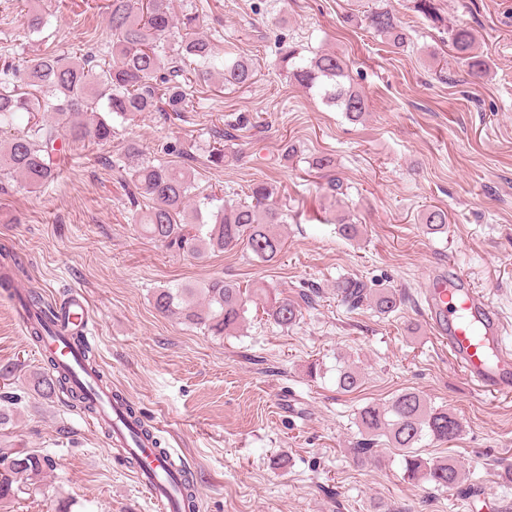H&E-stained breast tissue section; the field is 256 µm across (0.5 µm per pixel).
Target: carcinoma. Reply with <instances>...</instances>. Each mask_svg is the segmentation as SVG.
<instances>
[{"instance_id": "1", "label": "carcinoma", "mask_w": 512, "mask_h": 512, "mask_svg": "<svg viewBox=\"0 0 512 512\" xmlns=\"http://www.w3.org/2000/svg\"><path fill=\"white\" fill-rule=\"evenodd\" d=\"M105 9L112 31V60L92 53L79 57L35 54L9 60L0 70V124L27 114L24 130L0 140V183L19 178L34 191L42 189L61 174L71 144L112 141L115 120L125 122L144 112H186L192 84L215 74L236 86L253 79L250 59L219 60L212 40L197 32V15L185 12L174 17L170 0H107ZM25 19L29 31L37 34L48 24L38 9H28ZM366 19L368 27L388 39L390 46L401 48L407 43L406 30L383 0ZM448 45L453 58L468 67L470 76L486 74L489 64L478 52L472 28L456 25L448 29ZM282 62L298 84L319 89L323 100L344 112L349 121L364 119L366 96L345 83L347 64L341 57L320 52L304 61L295 50L286 49ZM41 112H51L53 118L41 120ZM167 151L183 158L182 163L145 159L135 142L127 144L120 159L129 171L136 198L143 202L138 215L141 234L170 251L198 257L242 244L257 260L276 261L284 249L277 226L288 223V213L269 204L274 194L272 185L264 180L253 182L243 202L197 193L188 151L175 145L168 146ZM424 224L431 233L441 232L447 227L448 212L430 209ZM0 269L5 278L15 280L18 263L11 252L0 251ZM336 295L350 308L365 304L382 316L397 311L402 304L395 290H373L355 278L337 282ZM303 302H312L311 296L303 293L296 300L268 286L242 288L222 279H213L201 288H159L153 294L157 312L199 326L213 336L239 328L250 303L275 324L287 328L297 322ZM28 304L39 313L38 320L29 324L31 337L38 343L52 334L57 309L35 293L28 295ZM46 362L48 371L33 374L34 389L44 396L65 391L79 409L93 412L90 395L58 370L52 355L46 356ZM361 384V373L355 368L345 365L337 369L339 390L350 392ZM358 430L360 449L370 450L383 438L388 447L399 452L404 476L410 481L425 480L441 488L458 487L464 481L455 462L447 458L427 461L417 453L418 445L427 437L452 442L462 432L454 412L429 405L417 391L404 390L385 405L363 407L358 414ZM50 468L49 456L1 439L0 501L15 497L28 483H37Z\"/></svg>"}]
</instances>
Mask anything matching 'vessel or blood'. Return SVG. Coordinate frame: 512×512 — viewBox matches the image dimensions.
<instances>
[{
  "label": "vessel or blood",
  "instance_id": "b4317fda",
  "mask_svg": "<svg viewBox=\"0 0 512 512\" xmlns=\"http://www.w3.org/2000/svg\"><path fill=\"white\" fill-rule=\"evenodd\" d=\"M426 309L438 339L448 346V355L475 390L487 396H512V325L488 302L485 293L459 276L432 280L425 294ZM63 314L75 323L81 343L91 335L90 305L81 291H72L62 306ZM96 425L109 426L112 441L126 447L134 460L133 471L165 512H188L181 488L182 466L171 452L139 446L112 403L102 391Z\"/></svg>",
  "mask_w": 512,
  "mask_h": 512
}]
</instances>
